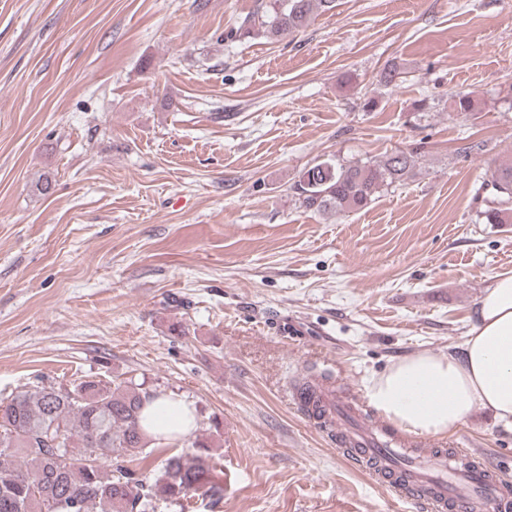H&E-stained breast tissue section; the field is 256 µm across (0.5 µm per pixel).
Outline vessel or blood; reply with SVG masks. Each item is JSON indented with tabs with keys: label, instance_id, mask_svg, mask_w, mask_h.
Wrapping results in <instances>:
<instances>
[{
	"label": "vessel or blood",
	"instance_id": "obj_1",
	"mask_svg": "<svg viewBox=\"0 0 512 512\" xmlns=\"http://www.w3.org/2000/svg\"><path fill=\"white\" fill-rule=\"evenodd\" d=\"M299 408L320 402L328 422L337 423L336 443L353 466L407 500L415 512H476L491 504L512 512V479L483 457L464 448H410L400 434L377 424H358L350 406L340 405L332 388L309 394L295 388Z\"/></svg>",
	"mask_w": 512,
	"mask_h": 512
}]
</instances>
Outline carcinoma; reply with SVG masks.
Instances as JSON below:
<instances>
[{"mask_svg":"<svg viewBox=\"0 0 512 512\" xmlns=\"http://www.w3.org/2000/svg\"><path fill=\"white\" fill-rule=\"evenodd\" d=\"M335 6L336 0H256L238 32L275 39ZM418 155L413 147L376 161H320L289 191L312 213L362 210L383 189L412 178ZM487 184L494 200L480 216L487 224H512V161L498 164ZM160 394L133 379H92L0 401V512H155L159 501L184 510L193 494L206 508L218 503L224 486L206 438L192 442L193 453L170 455L159 469L143 473L155 440L143 433L141 412Z\"/></svg>","mask_w":512,"mask_h":512,"instance_id":"carcinoma-1","label":"carcinoma"}]
</instances>
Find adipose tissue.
<instances>
[{"label": "adipose tissue", "instance_id": "obj_1", "mask_svg": "<svg viewBox=\"0 0 512 512\" xmlns=\"http://www.w3.org/2000/svg\"><path fill=\"white\" fill-rule=\"evenodd\" d=\"M370 407L409 434H448L478 409L512 423V274L496 276L479 300L459 355L417 353L394 361L365 387ZM197 409L165 393L149 400L142 426L175 444L192 432Z\"/></svg>", "mask_w": 512, "mask_h": 512}]
</instances>
